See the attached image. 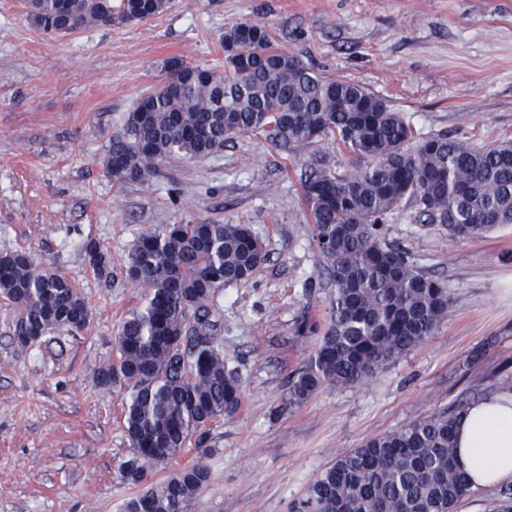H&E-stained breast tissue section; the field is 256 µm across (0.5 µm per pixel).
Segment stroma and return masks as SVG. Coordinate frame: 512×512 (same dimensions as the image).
I'll return each instance as SVG.
<instances>
[{
	"instance_id": "35a3bbf8",
	"label": "stroma",
	"mask_w": 512,
	"mask_h": 512,
	"mask_svg": "<svg viewBox=\"0 0 512 512\" xmlns=\"http://www.w3.org/2000/svg\"><path fill=\"white\" fill-rule=\"evenodd\" d=\"M26 14L25 0H0V253L30 252L69 278L90 318L81 333L60 327L23 347L14 306L0 298V512H122L142 492L119 471L130 454L124 396L94 376L141 304L127 254L164 224H247L267 252L248 283L212 300L239 408L151 474L161 483L206 467L185 512H290L370 437L512 388V224L453 239L408 208L393 213L386 239L447 285V318L364 383L293 405L288 377L318 343L295 336L294 323L305 315L326 327L333 294L300 170L316 153L340 155L346 170L353 158L327 138L287 155L244 134L218 155L173 159L144 184L113 183L102 165L127 113L165 80L164 63L223 69L224 33L241 22L265 25L322 76L385 98L421 135L512 141V0H171L147 22L66 37ZM87 239L111 254L110 280L89 268Z\"/></svg>"
}]
</instances>
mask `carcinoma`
Returning <instances> with one entry per match:
<instances>
[{"label": "carcinoma", "mask_w": 512, "mask_h": 512, "mask_svg": "<svg viewBox=\"0 0 512 512\" xmlns=\"http://www.w3.org/2000/svg\"><path fill=\"white\" fill-rule=\"evenodd\" d=\"M169 0H27V18L64 37L91 27L148 20ZM224 71L186 66L148 93L110 139L103 167L112 181L144 183L175 158L218 154L241 133H258L292 153L330 138L359 165L341 173L336 156L312 155L301 178L316 253L334 288L329 326L307 362L289 377V403L321 387L348 388L373 376L432 336L448 316V288L406 250L383 237L388 217L406 206L414 219L440 224L448 236H482L512 224V141L477 148L446 134L420 137L387 101L347 80L326 79L274 45L257 23L224 33ZM89 266L111 276V257L96 240L82 243ZM267 260L247 224H164L136 240L129 284L143 305L118 328L116 358L96 368L101 386L125 399L130 457L124 477L139 484L164 454L241 402L210 319L216 290L247 283ZM0 297L14 304V336L38 338L57 327L82 330L89 310L66 277L25 251L0 254ZM454 407L369 439L323 470L291 512H453L470 492L456 461ZM194 465L147 486L124 512H183L206 481Z\"/></svg>", "instance_id": "1"}]
</instances>
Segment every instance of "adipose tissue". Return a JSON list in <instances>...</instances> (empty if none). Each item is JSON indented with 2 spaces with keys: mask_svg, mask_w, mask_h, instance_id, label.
Listing matches in <instances>:
<instances>
[{
  "mask_svg": "<svg viewBox=\"0 0 512 512\" xmlns=\"http://www.w3.org/2000/svg\"><path fill=\"white\" fill-rule=\"evenodd\" d=\"M456 441V458L472 490L512 482V392L494 391L470 405L457 424Z\"/></svg>",
  "mask_w": 512,
  "mask_h": 512,
  "instance_id": "adipose-tissue-1",
  "label": "adipose tissue"
}]
</instances>
